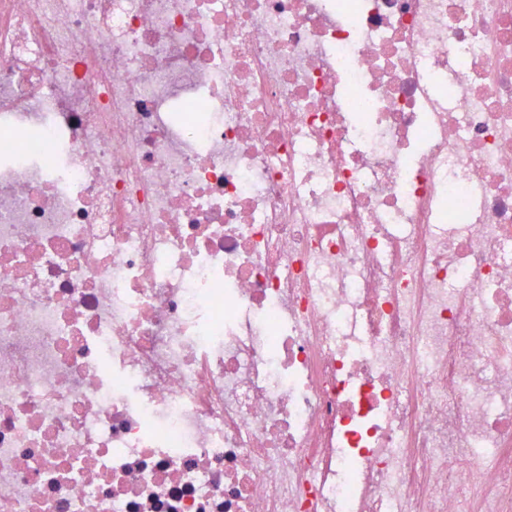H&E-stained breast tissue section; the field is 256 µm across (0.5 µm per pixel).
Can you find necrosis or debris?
I'll use <instances>...</instances> for the list:
<instances>
[{"label":"necrosis or debris","mask_w":512,"mask_h":512,"mask_svg":"<svg viewBox=\"0 0 512 512\" xmlns=\"http://www.w3.org/2000/svg\"><path fill=\"white\" fill-rule=\"evenodd\" d=\"M0 512H512V0H0Z\"/></svg>","instance_id":"1"}]
</instances>
